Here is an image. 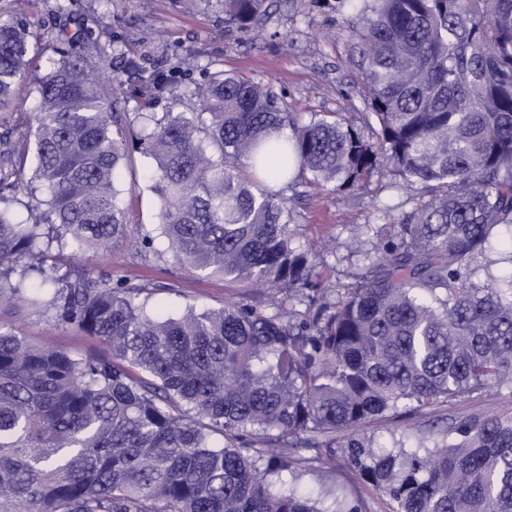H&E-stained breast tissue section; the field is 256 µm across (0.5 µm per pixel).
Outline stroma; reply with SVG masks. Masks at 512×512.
Instances as JSON below:
<instances>
[{
  "mask_svg": "<svg viewBox=\"0 0 512 512\" xmlns=\"http://www.w3.org/2000/svg\"><path fill=\"white\" fill-rule=\"evenodd\" d=\"M57 0H32L22 12L12 0H0V18L24 22L32 34L35 60L17 84L10 105L0 109V132L23 126L36 97V82L53 54L55 37L62 28L92 23L104 8H111L112 33L127 49L162 58L175 47L191 50L178 78L179 86L201 81L200 67L213 62L251 81L285 92L291 111L337 112L371 136L374 122L363 113V86L354 64L352 14L336 16L330 10H302L298 0H273L271 15L259 28L225 29L224 0H68V13H58ZM151 159L132 153L122 171L121 187L127 214L125 237L107 252L93 256L102 271L139 287V299L148 311L176 314L187 308L202 311L223 306L225 300L244 296L266 303L272 289L225 282L222 277L184 270L163 244L154 250L140 248L143 235L158 222V201L148 178ZM402 193L389 177L374 174L354 193L326 184L292 201L296 241L316 256L329 287L350 283L358 257L354 252V227L381 223L384 214L399 218ZM0 330L27 337L48 348H60L84 357L100 353L94 337L54 324L42 312L0 309ZM512 409V395L496 390L465 399L435 416L412 415L370 425L367 436L389 441L404 430L427 433L445 429L451 418L485 416Z\"/></svg>",
  "mask_w": 512,
  "mask_h": 512,
  "instance_id": "1",
  "label": "stroma"
}]
</instances>
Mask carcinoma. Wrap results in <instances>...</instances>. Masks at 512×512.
Here are the masks:
<instances>
[{
  "label": "carcinoma",
  "instance_id": "1",
  "mask_svg": "<svg viewBox=\"0 0 512 512\" xmlns=\"http://www.w3.org/2000/svg\"><path fill=\"white\" fill-rule=\"evenodd\" d=\"M356 12L354 49L376 142L335 112L308 118L266 85L208 63L185 90L199 107L158 114L179 67L116 53L137 79L136 125L74 49L56 48L29 114L34 154L0 175V304L51 313L95 337L76 358L0 331V512H361L335 482L322 507L283 474L335 470L390 512H512V413L404 433L378 454L373 421L434 414L488 388L512 393V0H308ZM271 0H224V25L261 24ZM31 51L0 21V105ZM132 149L155 161L159 222L187 269L274 283L179 315L147 312L139 289L53 249L98 255L125 237L120 176ZM386 169L412 203L357 225L363 271L329 298L295 243L288 191H345ZM27 198L26 218L7 206ZM316 454L288 452V440Z\"/></svg>",
  "mask_w": 512,
  "mask_h": 512
}]
</instances>
